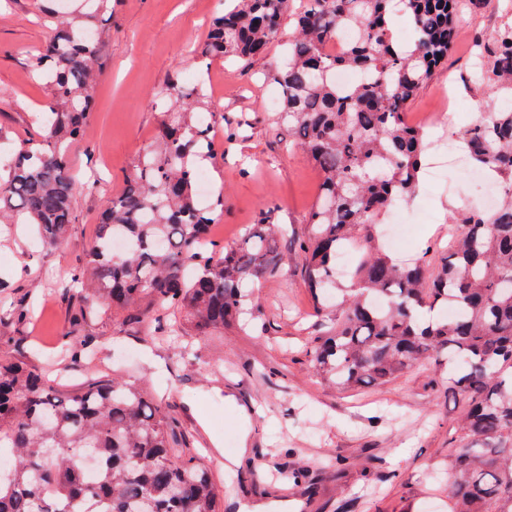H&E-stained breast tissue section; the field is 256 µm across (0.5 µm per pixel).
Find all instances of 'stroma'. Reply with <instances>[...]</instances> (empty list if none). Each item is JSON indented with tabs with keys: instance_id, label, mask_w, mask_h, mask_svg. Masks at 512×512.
<instances>
[{
	"instance_id": "1",
	"label": "stroma",
	"mask_w": 512,
	"mask_h": 512,
	"mask_svg": "<svg viewBox=\"0 0 512 512\" xmlns=\"http://www.w3.org/2000/svg\"><path fill=\"white\" fill-rule=\"evenodd\" d=\"M40 5L0 0L1 177L14 151L36 138L52 102L49 87L28 66L50 35ZM224 6L225 0H112L95 108L69 147L75 224L46 248L22 216L0 223V279L12 297L33 302L23 322H0V352L8 338L20 339L31 363L52 367L69 391L103 368L162 395L185 446L205 456L223 488L224 512H285L293 488L288 472L299 463L322 477L306 512H448L449 450L464 407L447 391V358L410 369L379 390L342 393L321 382L303 351L317 318L302 258L293 250L282 249L281 275L260 281L249 296L254 329L229 325L195 337L193 353L184 356L167 340L164 319L128 325L98 311L92 338L102 350L93 362L75 364L58 354L72 309L56 282L82 270L106 198L122 191L139 155L154 146L166 118L156 94L171 83L188 89L195 72L211 73L212 134L224 152L208 161L207 170L224 192L225 243L239 242L268 203L276 204L274 216L290 234L305 230L318 171L301 152L285 148V130L268 105L277 93L268 76L282 63L283 42H272L244 68L221 59L205 65L187 54L206 40ZM511 25L512 0H460L448 59L419 90L411 111L433 112L451 101L456 115L450 133L460 135L474 120L472 103L499 99L477 74L474 41ZM467 181L465 171L452 169L438 187L419 189L403 207L412 233L393 257L442 247L456 209H486L481 195H461ZM243 447L248 454L242 458ZM329 456L340 460L339 472L325 470Z\"/></svg>"
}]
</instances>
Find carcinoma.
<instances>
[{
  "label": "carcinoma",
  "mask_w": 512,
  "mask_h": 512,
  "mask_svg": "<svg viewBox=\"0 0 512 512\" xmlns=\"http://www.w3.org/2000/svg\"><path fill=\"white\" fill-rule=\"evenodd\" d=\"M48 8L52 36L31 60L32 72L53 91L43 134L22 147L0 181V220L22 214L42 241L57 244L75 221L74 179L63 144L78 139L91 109L94 69L110 33L112 0H81ZM456 0H236L200 46L204 60L249 61L288 36V61L273 74L280 92L278 123L290 146L320 172L319 196L305 217L307 231L290 240L302 257L320 328L305 357L313 373L342 389L384 386L410 368L448 356V392L467 411L457 428L455 465L448 476L450 512H512V109H487L460 137L466 154L500 186L497 205L463 210L434 266L425 251L411 263L388 256L379 242L387 210L417 191L427 134L407 125L411 100L448 58ZM416 25L411 49L394 42L397 14ZM290 21L291 32H283ZM355 31L344 50H330L340 31ZM504 100L512 99V26L475 40ZM363 79L339 90L333 74ZM178 104L164 126L160 150H145L122 193L106 200L87 254L89 280L61 283L73 301V327L82 332L93 305L113 318L140 322L177 310L195 331L241 328L244 290L282 273V227L267 206L242 240L205 249L212 224L224 216V193L207 207L195 182L217 148L202 111L204 86L171 85L161 92ZM125 249L112 248L115 240ZM358 259L341 297L336 255ZM151 306L140 308L143 300ZM80 362L95 357L90 339L71 337ZM17 345L0 357V512H223V491L195 452L182 447L177 424L142 388L100 372L63 391L26 362ZM97 461L87 480L81 455Z\"/></svg>",
  "instance_id": "obj_1"
}]
</instances>
